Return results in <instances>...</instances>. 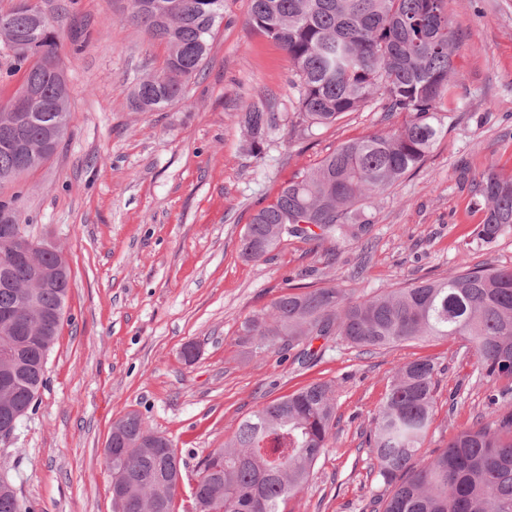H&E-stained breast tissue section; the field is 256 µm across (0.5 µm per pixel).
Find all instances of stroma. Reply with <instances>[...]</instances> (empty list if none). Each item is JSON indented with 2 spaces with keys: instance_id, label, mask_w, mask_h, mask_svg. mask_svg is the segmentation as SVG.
I'll return each instance as SVG.
<instances>
[{
  "instance_id": "1",
  "label": "stroma",
  "mask_w": 512,
  "mask_h": 512,
  "mask_svg": "<svg viewBox=\"0 0 512 512\" xmlns=\"http://www.w3.org/2000/svg\"><path fill=\"white\" fill-rule=\"evenodd\" d=\"M59 16L70 121L56 152L0 189L17 196L31 237L65 255L70 290L36 409L0 440V462L35 512H112L104 448L112 424L137 412L184 463L175 512L203 458L239 421L314 383L336 385V437L308 486L281 512H363L378 485L367 436L397 364L433 359L436 413L427 451L492 412L467 340L434 338L366 351L316 340L294 362L254 350L242 321L289 286L335 284L356 297L438 279L460 263L512 267V233L461 245L480 224L470 181L512 171V0H448L458 34L447 132L424 163L370 200L369 246L289 237L260 261L240 255L252 215L281 185L342 144L392 129L381 101L300 138L291 126L295 76L286 53L247 23V0H224V22L187 105L136 112L130 94L159 70L163 44L127 18L129 0H36ZM267 97L281 114L261 156L242 149L239 112ZM197 355L185 361L182 350Z\"/></svg>"
}]
</instances>
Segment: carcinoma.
Listing matches in <instances>:
<instances>
[{"instance_id":"1","label":"carcinoma","mask_w":512,"mask_h":512,"mask_svg":"<svg viewBox=\"0 0 512 512\" xmlns=\"http://www.w3.org/2000/svg\"><path fill=\"white\" fill-rule=\"evenodd\" d=\"M446 0H249L248 22L279 45L299 79L293 126L310 136L348 112L379 98L385 112L405 115L395 129L348 142L309 171L285 182L276 198L246 225L241 253L260 261L284 237L337 243L361 240L370 219L356 207L419 168L443 131L438 104L452 96L455 33ZM130 17L167 46L163 67L131 93L137 112L165 110L188 101L187 89L206 67L211 42L224 20V0H130ZM13 46L0 38V54L23 71L42 101L32 118L15 127L0 111V182L36 168L9 142L23 136L40 145L46 128L66 133L68 94L49 64L60 40L47 23L39 40L20 4L0 10ZM280 117L270 99L239 115L247 150L263 153ZM484 220L466 247L483 248L512 233V174L490 169L472 181ZM63 262L41 256L39 267H19L16 288H0V372L12 382L0 389V430L18 423L38 401L46 364L58 336L70 289L69 270L36 285L38 268ZM35 307L23 318L31 338L8 329L6 311L19 309L20 294ZM241 335L257 350L282 343L303 364L321 352L313 341L336 337L359 348H380L432 337H464L476 356L475 371L511 381L512 267L462 265L448 276L404 288H381L355 299L326 285L290 291L246 318ZM437 364L408 360L393 372L373 417L370 453L383 486L370 512H512V410L480 417L445 447L420 456L435 414ZM336 386L314 382L270 401L242 420L224 447L202 462L192 512H280V503L308 485L325 448L335 438ZM172 440L149 431L135 412L112 424L113 512H175L177 464ZM0 512H31L17 496L0 491Z\"/></svg>"}]
</instances>
